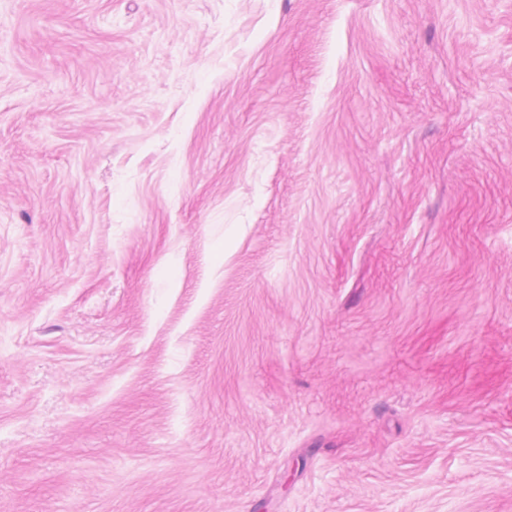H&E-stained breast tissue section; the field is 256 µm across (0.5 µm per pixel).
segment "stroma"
<instances>
[{"label":"stroma","instance_id":"1","mask_svg":"<svg viewBox=\"0 0 512 512\" xmlns=\"http://www.w3.org/2000/svg\"><path fill=\"white\" fill-rule=\"evenodd\" d=\"M0 512H512V0H0Z\"/></svg>","mask_w":512,"mask_h":512}]
</instances>
